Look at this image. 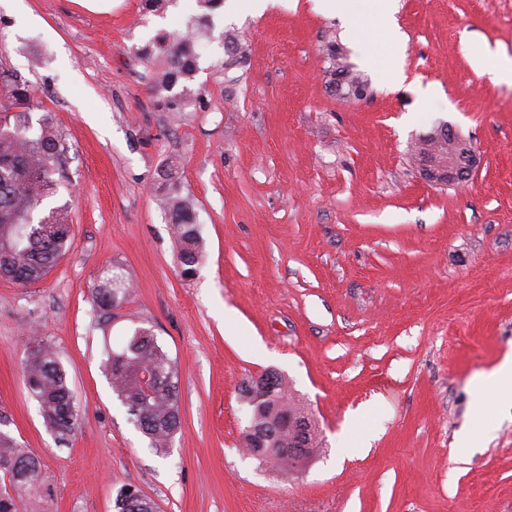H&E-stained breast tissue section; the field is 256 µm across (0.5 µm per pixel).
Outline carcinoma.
Segmentation results:
<instances>
[{"label": "carcinoma", "mask_w": 512, "mask_h": 512, "mask_svg": "<svg viewBox=\"0 0 512 512\" xmlns=\"http://www.w3.org/2000/svg\"><path fill=\"white\" fill-rule=\"evenodd\" d=\"M164 58L162 80L172 87L180 80H191L198 69L196 37L162 35L153 46L141 49L150 59L153 50ZM224 49L231 68L245 57L237 35L224 33ZM328 59L335 74L345 75L350 87L365 84L345 62L336 44L328 45ZM31 92L17 76L0 72V278L27 286L42 279L59 263L72 245V219L64 205L45 207L58 186L54 175L67 147L55 132L49 118L40 121L37 131L29 122ZM158 188L170 216L178 244L182 273L190 275L203 258L204 246L196 225V213L189 197L183 195L182 178L174 164L164 165L158 173ZM131 288L121 267L111 265L91 292L97 313V325L108 331L116 310L128 300ZM126 334L115 343L105 341L104 367L112 391L127 408L134 425L149 439L150 448L159 455L167 453L174 435L181 428L180 406L174 378L175 362L157 343L150 328L139 318L130 319ZM23 363L26 384L37 400L42 416L60 440L76 428L79 408L74 403L66 372L52 344L43 338L29 341ZM272 389L265 401L252 407L255 432L246 436V448L256 452L255 434L263 433V457L274 456V466L295 470L323 448L320 438L308 436L303 456L295 463L279 448L288 443V419L306 418L308 413L293 401L284 388L282 375L272 371ZM42 481V466L37 457L21 448L9 434L0 431V512H20L14 492L35 489ZM131 496L139 498L137 512H157L156 503L137 489H123L116 498L117 512H132L127 507Z\"/></svg>", "instance_id": "carcinoma-1"}]
</instances>
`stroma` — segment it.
Segmentation results:
<instances>
[{"label": "stroma", "mask_w": 512, "mask_h": 512, "mask_svg": "<svg viewBox=\"0 0 512 512\" xmlns=\"http://www.w3.org/2000/svg\"><path fill=\"white\" fill-rule=\"evenodd\" d=\"M347 4L222 0L177 117L163 61L140 50L185 31L197 0H0V68L67 146L46 204L68 206L73 235L43 281L0 280V430L43 472L22 512H115L130 486L159 512H512V395L488 378L512 352V83L474 64L483 48L512 57V0H395L391 29ZM228 30L246 47L230 69ZM331 41L365 97L337 93ZM367 49L395 54L400 78ZM441 123L476 154L467 181L426 182L410 157ZM168 162L205 241L190 277L158 202ZM112 264L132 285L124 315L177 365L181 428L163 456L103 367L89 290ZM33 335L80 408L64 442L24 381ZM271 370L325 439L298 473L242 452L241 387ZM481 406L490 433L462 453Z\"/></svg>", "instance_id": "stroma-1"}]
</instances>
